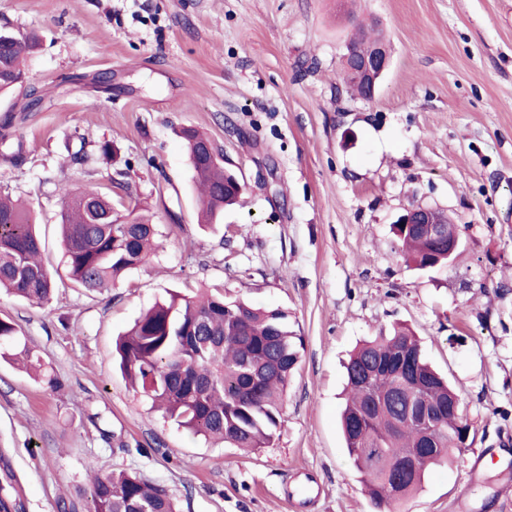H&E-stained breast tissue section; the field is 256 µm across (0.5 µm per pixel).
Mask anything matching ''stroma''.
Listing matches in <instances>:
<instances>
[{"label": "stroma", "mask_w": 512, "mask_h": 512, "mask_svg": "<svg viewBox=\"0 0 512 512\" xmlns=\"http://www.w3.org/2000/svg\"><path fill=\"white\" fill-rule=\"evenodd\" d=\"M507 2L0 0V29L38 38L24 57L40 98H0V116H14L0 193L30 204L44 264L61 259L63 184L111 193L122 215L149 211L165 236L108 290L66 280L43 308L0 295V318L44 372L0 362L11 512H58L61 498L83 502L90 473L120 470L165 485L179 512H375L340 431L343 363L397 323L463 399L473 438L403 512H499L512 491ZM361 23L391 49L369 101L341 79ZM189 126L243 185L208 227L179 136ZM413 204L454 217L461 248L447 268L401 259L394 224ZM214 288L287 311L304 342L275 438L250 453L152 410L114 358L116 338L156 301Z\"/></svg>", "instance_id": "35a3bbf8"}]
</instances>
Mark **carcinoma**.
<instances>
[{
    "label": "carcinoma",
    "instance_id": "carcinoma-1",
    "mask_svg": "<svg viewBox=\"0 0 512 512\" xmlns=\"http://www.w3.org/2000/svg\"><path fill=\"white\" fill-rule=\"evenodd\" d=\"M26 71L22 46L0 34V94L22 86ZM180 137L201 189L198 221L215 224L240 188L224 178V158L214 143L186 127ZM61 249L68 277L100 292L123 273L148 262L163 248V234L136 216L114 224L112 198L95 190L60 188ZM401 258L420 270L448 265V234L433 238L422 224H397ZM42 243L30 209L0 196V291L37 307L51 303L55 276L43 264ZM303 338L288 313L264 309L220 293L171 296L155 303L116 343L123 376L141 390L151 407L196 436L235 448L256 450L273 442L288 383L296 370ZM0 358L33 363L20 346L18 330L0 319ZM348 395L341 428L353 467L378 512H395L418 491L430 469L453 459L467 445V410L448 380L427 362L418 339L406 326L364 341L346 365ZM423 384L428 408L446 407L434 424L433 443L422 437L421 422L407 417L415 402L399 400L382 408L372 396L390 398ZM418 457L417 472L398 483V462ZM85 512H176L169 490L128 471L94 476Z\"/></svg>",
    "mask_w": 512,
    "mask_h": 512
}]
</instances>
